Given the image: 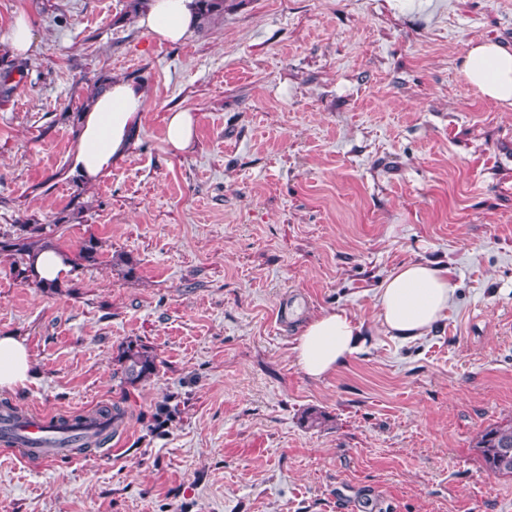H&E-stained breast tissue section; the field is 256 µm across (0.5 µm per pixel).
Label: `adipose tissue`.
<instances>
[{"label":"adipose tissue","mask_w":512,"mask_h":512,"mask_svg":"<svg viewBox=\"0 0 512 512\" xmlns=\"http://www.w3.org/2000/svg\"><path fill=\"white\" fill-rule=\"evenodd\" d=\"M196 0H150L140 14V27L160 43L180 42L199 24ZM463 75L484 95L512 105V51L486 41L473 45ZM144 96L134 85L115 80L94 95L80 116L78 147L72 168L80 181L96 182L127 151L140 119ZM455 285L448 268L422 260L400 264L379 284L378 319L391 336L414 340L426 335L446 316L453 303ZM362 327L341 308L309 318L292 351L300 370L314 380L324 379L358 352ZM35 374L22 338L0 336V390H11L33 381Z\"/></svg>","instance_id":"1"}]
</instances>
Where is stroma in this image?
<instances>
[{"label": "stroma", "instance_id": "stroma-1", "mask_svg": "<svg viewBox=\"0 0 512 512\" xmlns=\"http://www.w3.org/2000/svg\"><path fill=\"white\" fill-rule=\"evenodd\" d=\"M128 5L0 0V31L24 12L38 42L0 46V228L35 218L68 256L94 237L134 266L46 294L0 255V334L37 372L0 401L124 411L118 444L55 466L0 442V512H512L473 446L512 419V105L463 79L471 45L512 46V0H231L179 44ZM115 79L143 91L141 123L88 185L79 115ZM175 110L197 117L181 154ZM413 259L457 289L403 341L376 291ZM336 308L366 341L314 381L291 347ZM129 340L158 363L134 387ZM196 116L193 112H169L166 126V143L174 153L188 150L195 136ZM120 381L124 385L135 386L155 376L158 370L155 354L145 345L129 341L122 346L116 356Z\"/></svg>", "mask_w": 512, "mask_h": 512}]
</instances>
